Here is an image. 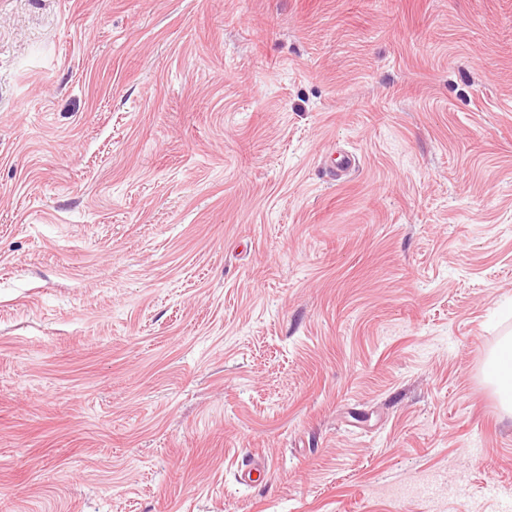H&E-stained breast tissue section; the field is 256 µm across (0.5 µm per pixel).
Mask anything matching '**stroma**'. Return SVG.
I'll return each mask as SVG.
<instances>
[{
	"mask_svg": "<svg viewBox=\"0 0 512 512\" xmlns=\"http://www.w3.org/2000/svg\"><path fill=\"white\" fill-rule=\"evenodd\" d=\"M510 334L512 0H0V512H512ZM495 372L491 382L506 415L512 417V339H506L494 358Z\"/></svg>",
	"mask_w": 512,
	"mask_h": 512,
	"instance_id": "obj_1",
	"label": "stroma"
}]
</instances>
